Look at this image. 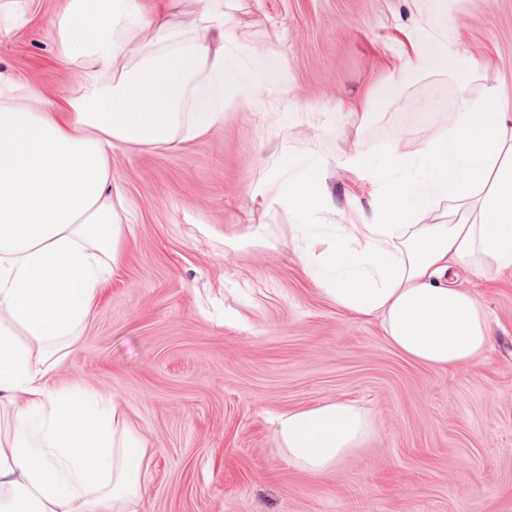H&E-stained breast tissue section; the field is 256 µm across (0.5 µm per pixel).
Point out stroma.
I'll use <instances>...</instances> for the list:
<instances>
[{
  "label": "stroma",
  "mask_w": 512,
  "mask_h": 512,
  "mask_svg": "<svg viewBox=\"0 0 512 512\" xmlns=\"http://www.w3.org/2000/svg\"><path fill=\"white\" fill-rule=\"evenodd\" d=\"M63 0H35L0 37V72L56 95L71 74L41 24ZM227 20L275 45L299 100L349 109L385 77L411 0H224ZM436 31L473 48L512 113V0H445ZM457 97L448 76L410 83L378 120L349 114L335 135L304 120L279 132L241 104L211 135L171 153L115 150L129 203L118 267L50 375L116 400L149 470L138 512H512V276L460 268L457 286L488 313L491 348L444 372L406 358L378 321L341 309L312 281L295 215H256L251 190L282 156L321 161L338 202L368 205L340 161L413 153L442 133ZM337 399L374 422L375 440L310 475L283 455L274 421Z\"/></svg>",
  "instance_id": "1"
}]
</instances>
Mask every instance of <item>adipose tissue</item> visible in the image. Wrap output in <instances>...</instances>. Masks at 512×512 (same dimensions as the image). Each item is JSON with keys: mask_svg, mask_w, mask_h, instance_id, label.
<instances>
[{"mask_svg": "<svg viewBox=\"0 0 512 512\" xmlns=\"http://www.w3.org/2000/svg\"><path fill=\"white\" fill-rule=\"evenodd\" d=\"M65 0L46 25L60 64L76 77L53 99L0 77V512H137L144 453L121 406L83 389L53 390L64 341L88 317L121 252L128 202L112 176L117 149L177 152L224 124L233 103L275 96L264 113L283 131L306 104L282 77L271 45L224 18L223 0ZM409 48L370 89L358 114L373 123L406 85L428 73L458 84L448 129L407 157L358 151L345 165L372 187L369 211L339 225L303 261L337 306L379 320L386 342L435 370L455 371L489 345L486 312L456 285L457 268L512 271V116L473 54L440 38L443 0H412ZM260 208L287 207L303 229L337 202L320 162L283 156L253 192ZM466 210L440 222L441 204ZM372 420L336 400L276 418L288 460L320 475L372 440Z\"/></svg>", "mask_w": 512, "mask_h": 512, "instance_id": "obj_1", "label": "adipose tissue"}]
</instances>
